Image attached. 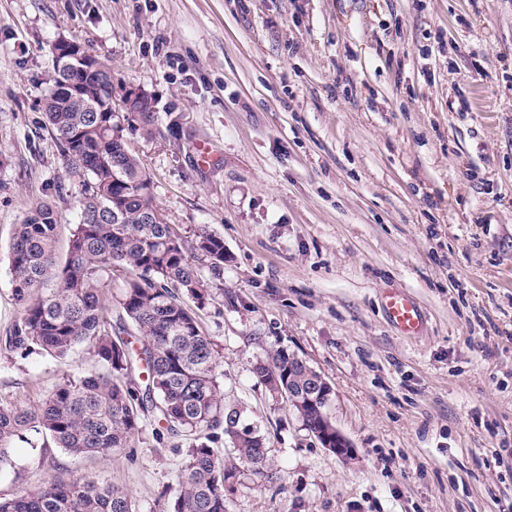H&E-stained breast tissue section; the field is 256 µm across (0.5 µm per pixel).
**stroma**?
I'll return each instance as SVG.
<instances>
[{
	"label": "stroma",
	"instance_id": "obj_1",
	"mask_svg": "<svg viewBox=\"0 0 512 512\" xmlns=\"http://www.w3.org/2000/svg\"><path fill=\"white\" fill-rule=\"evenodd\" d=\"M61 37L109 61L113 102L149 98L151 135H123L167 223L224 239L201 325L272 471L227 512H512V0H0V339L20 316L14 224L44 199L63 233L78 220L43 112ZM391 288L419 335L387 319ZM277 347L330 383L353 459L258 383ZM93 366L0 346V399L39 404ZM189 446L149 429L95 457L19 443L0 498L57 470L164 512ZM384 306L388 319L401 332L415 335L421 331V314L414 302L404 292L398 289L388 290Z\"/></svg>",
	"mask_w": 512,
	"mask_h": 512
}]
</instances>
